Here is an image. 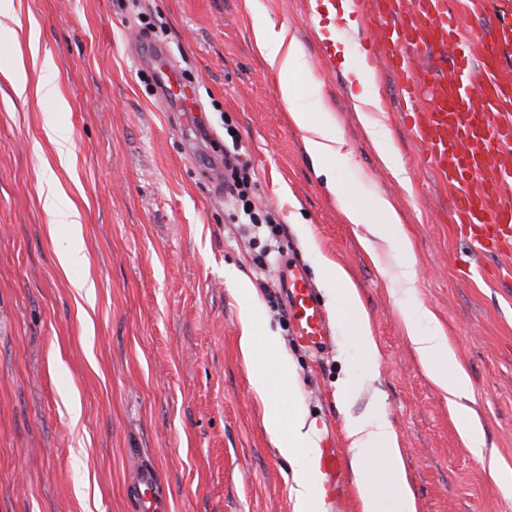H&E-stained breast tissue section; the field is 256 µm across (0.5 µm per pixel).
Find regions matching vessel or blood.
Segmentation results:
<instances>
[{"instance_id": "b4317fda", "label": "vessel or blood", "mask_w": 512, "mask_h": 512, "mask_svg": "<svg viewBox=\"0 0 512 512\" xmlns=\"http://www.w3.org/2000/svg\"><path fill=\"white\" fill-rule=\"evenodd\" d=\"M353 13L369 40L367 68L396 77L403 118L422 148V162L438 177L444 211L456 232L479 253L512 252V8L493 31L466 41L463 17L447 0H354ZM440 51L443 64L431 63ZM177 112H193V90L165 52L150 55ZM279 278L298 339L321 354L332 345L329 315L302 267L281 264ZM131 495L138 512H167L166 491L155 466L134 473Z\"/></svg>"}]
</instances>
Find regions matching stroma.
I'll use <instances>...</instances> for the list:
<instances>
[{
    "mask_svg": "<svg viewBox=\"0 0 512 512\" xmlns=\"http://www.w3.org/2000/svg\"><path fill=\"white\" fill-rule=\"evenodd\" d=\"M0 32V512H135L128 484L158 467L169 512H295L294 466L275 447L239 348V285L291 367L294 399L316 448L342 468L323 512H362L347 423L386 419L397 435L416 512H512V275L507 259L474 254L435 214L444 198L395 111L386 71L363 106L355 22L310 14L306 0H13ZM156 36L141 35V20ZM286 29L318 83L307 107L344 141L336 181L350 202L379 197L410 243L369 239L308 155L302 130L263 59L260 28ZM328 40L335 66L319 58ZM160 47L187 74L199 109L170 111L148 85L146 52ZM28 64L26 94L6 70ZM48 59L49 70L39 63ZM56 83L58 109L33 87ZM383 123L393 172L364 127ZM69 134L59 159L54 129ZM235 131L259 182L260 209L282 224L281 256L304 265L331 317L334 344L316 355L296 341L277 275L255 257L263 241L231 221L224 141ZM54 181L79 212L53 223ZM81 248L89 267L62 272ZM342 268L374 336L368 370L335 303L325 264ZM414 266L417 281L402 274ZM91 278L92 287L76 282ZM429 309L468 377L483 439L468 448L455 407L422 368L404 316Z\"/></svg>",
    "mask_w": 512,
    "mask_h": 512,
    "instance_id": "stroma-1",
    "label": "stroma"
}]
</instances>
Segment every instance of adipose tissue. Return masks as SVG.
Here are the masks:
<instances>
[{
    "label": "adipose tissue",
    "mask_w": 512,
    "mask_h": 512,
    "mask_svg": "<svg viewBox=\"0 0 512 512\" xmlns=\"http://www.w3.org/2000/svg\"><path fill=\"white\" fill-rule=\"evenodd\" d=\"M259 41L265 60L278 69L281 99L293 123L305 132L308 152L323 169H334L342 154L343 141L329 123L313 122L303 104L305 94L314 93L317 83L301 46L286 42L284 32L271 28L260 33ZM343 214L348 223L367 225L375 237L403 244L408 241L399 216L385 199H376L368 209L344 204ZM324 275L341 286V313L353 323L357 343L368 365H375V343L359 308L356 290L348 287L347 276L339 267L327 266ZM238 293L243 299L240 348L251 386L264 404L268 434L280 454L296 465L292 489L295 512H320L312 473L301 460L303 449L311 443V430L294 402L286 399L283 390L273 388L268 365L276 342L260 325L248 288H239ZM427 318V312L421 309L406 314L405 323L410 342L420 361L439 385L450 394H459L466 386L465 375L458 369L454 352L445 336L424 328L423 323ZM349 434L353 439L357 487L363 512H382V500L368 470L370 461L376 457L382 460L386 476L397 488V512H414V503L406 489L396 435L389 423L382 419L353 421L349 424Z\"/></svg>",
    "instance_id": "1"
}]
</instances>
